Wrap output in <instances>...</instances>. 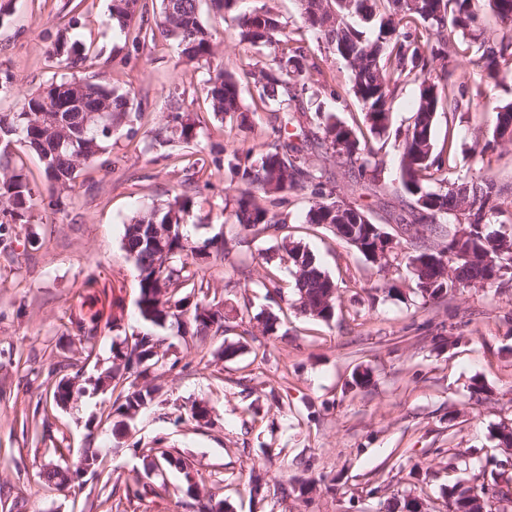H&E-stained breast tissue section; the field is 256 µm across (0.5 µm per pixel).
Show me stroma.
<instances>
[{
    "label": "stroma",
    "instance_id": "1",
    "mask_svg": "<svg viewBox=\"0 0 512 512\" xmlns=\"http://www.w3.org/2000/svg\"><path fill=\"white\" fill-rule=\"evenodd\" d=\"M288 23L298 45L318 62L308 83L320 91L303 101L302 126L317 113L343 121L359 115L346 64L303 28L298 0H238L241 15L261 5ZM110 0H0V111L69 76L130 92L129 122L112 134L106 166L83 167L61 209L39 203L29 224L0 241V512H197L198 494H212L224 512H388L393 503L419 501L425 512H448L452 487L512 478V447L499 441L512 428V283L475 285L442 300L423 299L410 263L398 247L382 267L339 240L331 229L305 224L313 198L288 195L277 213L285 235L254 234L229 213L237 187L228 169L207 165L192 173L175 159L179 143L159 146L152 131L174 108L205 116L202 147L260 151L275 114L265 108L247 122L208 114L206 68L179 60L175 42L157 38L132 45L108 27ZM200 17L211 29L215 63L240 81L245 105L255 89L249 65H271L272 49L239 42L230 22L211 0H200ZM88 47L74 71L49 55L58 34ZM462 110L438 113L436 145L450 144L449 179L482 171L504 193L496 230L512 232V143L495 142L493 105L512 103V74H503L492 99L481 90L479 68H459ZM397 145L386 137V162L378 192L353 189L339 160L317 157L341 193L361 205L372 222L398 235L389 214L405 192L399 180ZM198 188L196 205L182 231L189 241L226 240L227 251L196 260L223 304V333L191 338L166 325L160 334L183 373H158L160 400L137 417L100 418L127 387L94 391L109 365L113 344L145 331L136 306L137 272L126 254L124 226L147 206L172 198L186 179ZM311 251L338 289L331 322L312 320L293 300V278L281 262L283 240ZM277 268L282 300H270L261 282ZM95 274L104 295L89 300L83 282ZM121 297L118 327L99 328L94 355L73 321L89 308L111 315ZM277 315L265 333L260 311ZM234 346L225 356V346ZM74 375L80 393L68 407L38 408L61 375ZM368 375L367 386L352 378ZM206 408L202 420L191 406ZM162 445L184 468L171 467L156 494L137 499L129 488L144 479L142 455L131 444ZM100 449L111 474L109 486L83 476L66 488L48 485L41 472L57 462V449ZM266 473L270 490L253 499L245 487L251 470ZM195 482L197 494L187 493Z\"/></svg>",
    "mask_w": 512,
    "mask_h": 512
}]
</instances>
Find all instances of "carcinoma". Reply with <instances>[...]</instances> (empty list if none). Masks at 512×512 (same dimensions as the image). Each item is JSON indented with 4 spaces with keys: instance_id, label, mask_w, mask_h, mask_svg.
Segmentation results:
<instances>
[{
    "instance_id": "1",
    "label": "carcinoma",
    "mask_w": 512,
    "mask_h": 512,
    "mask_svg": "<svg viewBox=\"0 0 512 512\" xmlns=\"http://www.w3.org/2000/svg\"><path fill=\"white\" fill-rule=\"evenodd\" d=\"M303 27L315 32L351 71L352 92L362 106V123L374 137L388 131L393 110L394 92L404 80L419 81L413 122L400 139L399 178L411 197L408 209L395 216L400 227L418 224L433 240L419 236L405 239L414 255L417 287L422 297L439 300L458 288L476 284L504 283L512 277V234L486 235L482 225L498 212L497 199L502 189L480 175L463 181H448L449 154L436 150L434 125L441 110L452 115L460 109V100L448 85L449 56L458 53L448 40L456 33L476 45L477 64L486 77L495 80L502 69L512 71V30L499 40L476 33V17L470 0H300ZM491 14L512 25V0H487ZM149 12L148 0H112L107 22L132 38L137 46L148 39L162 36L177 42L181 57L188 62L212 66L215 56L213 34L202 23L199 0H160L155 26L142 23ZM288 23L273 9L263 5L236 18L239 41L253 47L277 46L273 67H254L248 72L264 106L276 105L284 113L283 121L272 127L271 141L258 154L252 151L222 153L211 146L212 163L224 165L240 185L232 213L234 223L257 233H278L286 225L277 220L273 207L286 202V195L311 189L317 200L309 206L306 223L330 227L342 241L355 246L367 237L378 238L386 231L381 225L364 228V210L325 190V172L310 164L307 151L331 153L357 169L359 179L376 183L381 179L383 161L368 140L360 139L357 129L330 116L322 133H304V145L288 140L291 103L308 90L307 82L298 81L317 68L302 47L294 46L288 35ZM51 56L58 65L74 69L86 59L85 48L59 37ZM78 79L52 82L35 94L24 98L14 112H0V239L9 236L14 227L28 223V215L36 205L37 193L26 176L12 165L9 147L18 139L34 151L43 165L47 189L55 193L73 186L79 169L88 164L107 163L104 156L112 146V130L123 125L132 110L130 93H120L98 83L89 84L91 95L85 107L104 106V116L95 117L69 99L70 87ZM206 99L216 117L247 111L238 80L219 65L208 71ZM494 140L512 142V104L496 107ZM154 141L160 145L178 141L189 149L198 145L197 124L184 113L171 115L170 123L158 128ZM436 177L439 189L428 185V177ZM475 207V219L464 223L442 244L443 225L459 223L460 202ZM195 197L181 192L172 200L154 205L125 225L123 247L134 259L137 280V309L150 329L137 335L124 347H112V365L98 381L112 379L122 370L133 381L118 411L131 416L154 403L158 387L155 373L173 371L179 360L168 359L160 352L165 339L152 331L173 319L185 336L203 338L224 332V305L206 301L209 285L198 271L190 269V260L210 255L211 249L226 251L227 244L208 239L194 245L179 231L184 215L194 206ZM283 260L292 267L294 288L302 312L323 322L333 320L336 312V284L321 269L306 249L284 243ZM102 315L95 312L74 321L86 341L95 339ZM145 458L147 481L132 491L141 498L153 491V485L164 479L168 467L176 459L161 448H150ZM90 474H102V458L98 449L84 448L78 456L63 459L43 472V478L57 486H65L80 466ZM246 488L253 498L263 497L268 481L251 472ZM501 496L498 484L481 485L479 491L451 488L453 512H481V503Z\"/></svg>"
}]
</instances>
